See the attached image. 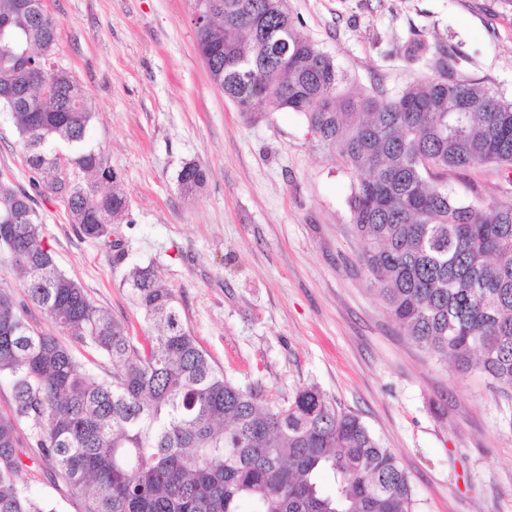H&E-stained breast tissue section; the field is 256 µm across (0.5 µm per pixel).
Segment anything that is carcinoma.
<instances>
[{
	"label": "carcinoma",
	"instance_id": "obj_1",
	"mask_svg": "<svg viewBox=\"0 0 512 512\" xmlns=\"http://www.w3.org/2000/svg\"><path fill=\"white\" fill-rule=\"evenodd\" d=\"M0 19L29 56L0 43V111L12 115L26 164L66 198L81 233L109 242L124 216L116 175L87 147L92 113L79 82L52 62L57 25L44 0ZM192 18L213 82L248 121L301 112L323 147L355 178L351 224L359 260L406 336L460 372L512 389V205L482 207L448 188V173L512 167V102L479 82L443 78L386 98L345 88L333 58L296 28L285 0H208ZM79 171L87 180L72 177ZM194 162L182 189L203 185ZM0 249L24 300L0 288V512H57L23 477L18 427L83 512H414L394 454L315 384L285 403L239 385L211 363L183 320L178 294L149 267L124 283L144 336L89 298L45 244L34 199L0 180ZM70 342L112 363L107 379L82 367L59 337L35 330L26 303ZM330 472L336 491H322Z\"/></svg>",
	"mask_w": 512,
	"mask_h": 512
}]
</instances>
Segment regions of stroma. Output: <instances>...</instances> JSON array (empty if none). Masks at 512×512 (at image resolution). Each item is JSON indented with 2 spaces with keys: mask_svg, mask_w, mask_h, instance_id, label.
<instances>
[{
  "mask_svg": "<svg viewBox=\"0 0 512 512\" xmlns=\"http://www.w3.org/2000/svg\"><path fill=\"white\" fill-rule=\"evenodd\" d=\"M299 31L332 55L352 87L396 96L456 77L512 100V6L503 0H287ZM53 59L82 84L94 117L89 147L127 200L112 227L125 251L83 236L67 204L36 187L9 113L0 112V179L29 192L57 266L94 303L143 324L123 275L152 266L215 367L284 401L314 383L357 414L396 456L416 512H512V390L460 372L411 341L359 263L350 223L354 180L302 113L245 121L212 81L193 0H45ZM428 52L409 60L408 49ZM206 168L184 193L177 173ZM473 202L512 204V176L484 166L448 176ZM32 491L62 512L79 501L30 462Z\"/></svg>",
  "mask_w": 512,
  "mask_h": 512,
  "instance_id": "35a3bbf8",
  "label": "stroma"
}]
</instances>
